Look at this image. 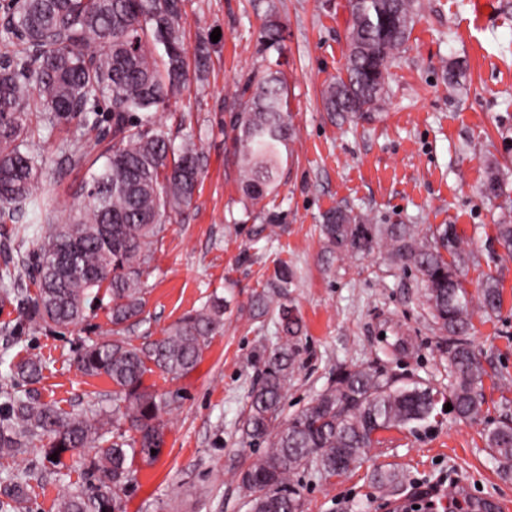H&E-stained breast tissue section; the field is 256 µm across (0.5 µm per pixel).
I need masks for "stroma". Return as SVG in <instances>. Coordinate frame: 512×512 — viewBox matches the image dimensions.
<instances>
[{
  "mask_svg": "<svg viewBox=\"0 0 512 512\" xmlns=\"http://www.w3.org/2000/svg\"><path fill=\"white\" fill-rule=\"evenodd\" d=\"M272 10L295 128L281 184L266 200L278 217L273 225L246 215L224 136L238 90L266 69L256 44ZM417 13L388 67L384 108L344 120L324 110L321 95L345 73L350 0H185L186 43L206 41L208 66L191 73L188 89L159 119L175 143L192 138L201 178L192 204L172 216L156 246L144 312L128 334L136 345L157 339L215 295L228 307L223 332L191 373L146 375L153 390L179 398L163 415L168 430L160 455L137 466L125 512H250L237 480L261 451L245 433L248 394L260 378L255 354L277 336L276 311L254 316L250 302L277 262L294 273L287 300L304 322L281 420L325 390L337 370L354 365L447 391L448 337L420 275L392 263L382 247L357 256L328 248L320 226L336 207L371 224H415L427 237L439 225H455L465 287L476 293L494 277L502 306L472 318L470 340L488 373L481 419L462 422L440 407L420 426L382 432L380 444L343 476L300 472L303 512H408L431 499L459 503L461 512H479L487 501L495 512H512V479L501 478L485 443L489 424L512 420V255L495 232L502 214L512 213V0H417ZM216 30L221 37L214 43ZM76 133L63 123L31 145L51 191L48 209L26 213L31 230L63 218L73 189L89 178L86 166L61 158V143ZM493 174L502 185L495 197L485 192ZM108 327L101 311L70 332L35 330L17 303L0 302V373L5 361L41 357V399L81 412L112 385L82 375L73 349ZM378 468L404 474L398 491H380L373 480ZM22 471L30 474L27 512H57L59 484L85 480L82 457L68 453L55 463L39 447L22 458L0 457V482Z\"/></svg>",
  "mask_w": 512,
  "mask_h": 512,
  "instance_id": "35a3bbf8",
  "label": "stroma"
}]
</instances>
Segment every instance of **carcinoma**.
Segmentation results:
<instances>
[{"label":"carcinoma","instance_id":"1","mask_svg":"<svg viewBox=\"0 0 512 512\" xmlns=\"http://www.w3.org/2000/svg\"><path fill=\"white\" fill-rule=\"evenodd\" d=\"M183 0H12L0 26V223L15 224L23 212L45 206L40 194L42 162L26 143L76 117L89 122L91 105L103 100L112 112V146L67 141L60 151L76 163H101L76 192L65 222L36 238L34 276L27 284L16 269L28 268L20 255L14 268L0 274V299L24 295L28 323L59 330L83 324L95 309L106 307L110 328L101 340L81 343L74 363L89 377H104L112 394L68 415L27 390L43 377L44 363L22 358L0 376L7 424L0 423V451L22 456L34 443L47 441L48 454L87 453V480L64 487L58 512H124L121 494L133 484L136 463L151 464L164 444V410L176 395L145 385L159 371L175 378L193 371L203 349L224 327L227 302L215 296L189 313L158 339L139 345L125 336L145 306L143 278L151 273L153 246L163 238L164 218L192 203L198 186L199 155L191 139L174 147L156 120L190 81L188 47L180 22ZM352 25L345 76L330 83L323 97L326 111L344 119L362 118L385 101L389 62L404 48L416 18V0H351ZM280 51L279 23L270 16L260 27L257 50ZM249 97L231 117V144L237 158L244 197L255 207L279 186L282 149L292 140L286 81L267 67L248 81ZM41 115L32 127L29 114ZM321 233L328 245L351 255L379 242L390 259L415 269L440 328L448 333L449 403L463 421L483 412L479 357L467 340L473 307L492 315L501 307L494 278H487L477 299L457 274L460 238L452 224H441L425 241L415 224H367L352 210L337 207L324 215ZM498 242L512 253V218L496 225ZM292 277L288 265L275 269L267 289L251 308L263 315L277 303L278 342L256 354L261 376L251 389L246 435L268 448L238 475L248 493L251 512H302L292 476L308 467L327 478L344 474L379 435L428 421L440 403L439 393L415 383L396 386L372 368H343L327 389L297 415L280 420V406L299 355L301 319L285 303ZM123 420L128 428L114 432ZM486 445L502 477L512 476V421L485 433ZM379 487L395 488L403 475L394 469L375 475ZM28 477L15 476L0 493V510L26 500Z\"/></svg>","mask_w":512,"mask_h":512}]
</instances>
